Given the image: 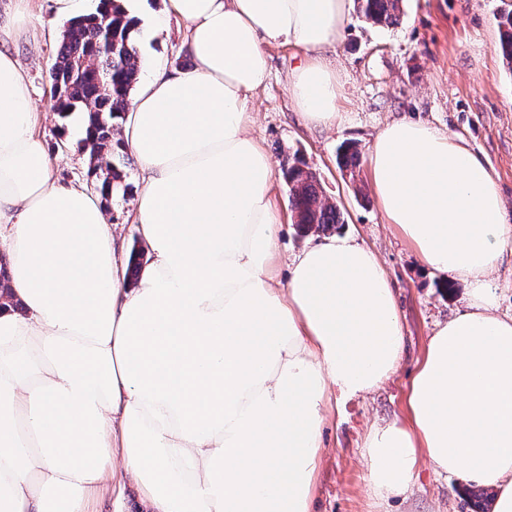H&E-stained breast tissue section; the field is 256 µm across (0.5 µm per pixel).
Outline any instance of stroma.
Listing matches in <instances>:
<instances>
[{
	"label": "stroma",
	"instance_id": "35a3bbf8",
	"mask_svg": "<svg viewBox=\"0 0 512 512\" xmlns=\"http://www.w3.org/2000/svg\"><path fill=\"white\" fill-rule=\"evenodd\" d=\"M503 0H404L398 25L375 27L352 14L344 39L328 59L341 77L345 97L335 126L312 127L301 120L288 94V74L303 58L301 48H267V77L252 99L255 122L251 135L259 140L276 166L301 151L319 176L329 202L343 211L344 232L369 247L386 271L395 292L403 329L404 354L400 368L375 392L349 397L337 395L336 410L322 428L323 451L316 482V512H471L468 485L434 474L420 461L410 490L402 496L375 502L369 470L362 455L363 441L376 425L406 419V396L412 374L429 336L439 323L467 306L468 286L444 282L423 270L416 252L394 225L385 223L370 188L368 166L349 176L336 161L344 143L367 151L385 124L419 118L461 138L492 172L508 213L512 214V74L501 62L497 16ZM44 0H36L24 31L29 40L20 59L29 72L39 131L48 147L64 142L57 168L66 182L94 188L88 174L84 133L78 125L62 129L51 109L48 68L58 46L44 38L47 29H62ZM184 26L169 20L165 29L138 45L143 65L187 69L191 59L182 46ZM131 189L106 204L109 222L127 248L137 247L139 235L133 210L140 189L137 162L128 150H116ZM283 221L279 273L288 276L293 258L308 238L291 216L285 183L276 186Z\"/></svg>",
	"mask_w": 512,
	"mask_h": 512
}]
</instances>
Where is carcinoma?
I'll use <instances>...</instances> for the list:
<instances>
[{"mask_svg": "<svg viewBox=\"0 0 512 512\" xmlns=\"http://www.w3.org/2000/svg\"><path fill=\"white\" fill-rule=\"evenodd\" d=\"M355 2L360 17L372 25L389 27L400 21L402 0ZM498 27L502 57L512 72V8L499 13ZM133 30L122 0H98L94 12L69 22L49 70L50 86L60 90L53 101L58 115L65 119L77 111L86 114L89 172L100 181L103 195H119L127 189L124 174L114 163L113 136L140 79ZM338 164L355 174L361 165L360 150L351 144L341 146ZM282 175L299 231L324 232L343 223L340 209L325 203L320 179L299 151L283 166Z\"/></svg>", "mask_w": 512, "mask_h": 512, "instance_id": "1", "label": "carcinoma"}]
</instances>
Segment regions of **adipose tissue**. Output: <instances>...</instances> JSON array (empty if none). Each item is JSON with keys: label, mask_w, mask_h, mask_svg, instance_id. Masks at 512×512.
Masks as SVG:
<instances>
[{"label": "adipose tissue", "mask_w": 512, "mask_h": 512, "mask_svg": "<svg viewBox=\"0 0 512 512\" xmlns=\"http://www.w3.org/2000/svg\"><path fill=\"white\" fill-rule=\"evenodd\" d=\"M15 2L0 18V512H87L129 481L150 512H314L332 395L393 375L402 329L384 269L351 235L310 244L280 280L277 175L250 100L267 46H297L290 98L305 124L333 126L343 86L324 52L350 0H164L193 65L153 67L123 123L148 257L134 284L99 195L55 174L18 60L30 0ZM368 162L385 222L470 288L428 341L406 421L366 436L371 490L405 493L426 458L512 512L502 196L461 139L420 119L388 123ZM498 285L499 313L503 316L512 315V258H507L503 266L494 274Z\"/></svg>", "instance_id": "obj_1"}]
</instances>
